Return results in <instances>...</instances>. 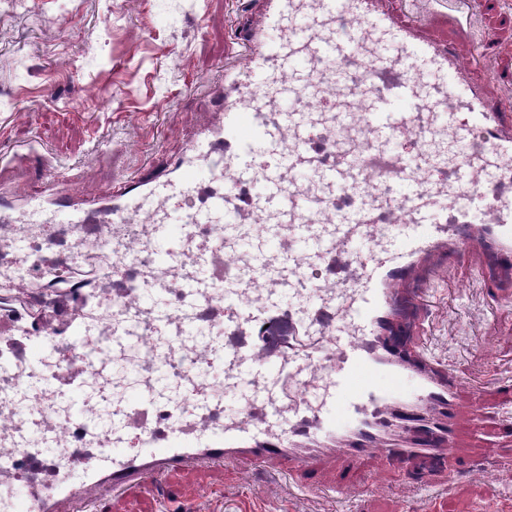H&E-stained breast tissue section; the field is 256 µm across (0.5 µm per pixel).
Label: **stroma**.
Returning a JSON list of instances; mask_svg holds the SVG:
<instances>
[{"instance_id":"stroma-1","label":"stroma","mask_w":512,"mask_h":512,"mask_svg":"<svg viewBox=\"0 0 512 512\" xmlns=\"http://www.w3.org/2000/svg\"><path fill=\"white\" fill-rule=\"evenodd\" d=\"M257 0H0V152L6 182L39 188L45 168L77 177L82 189L160 164L211 120L210 87L224 82L236 30ZM475 47L495 32L499 70L512 74V8L476 0L468 15ZM492 257L477 256L423 286L420 336L432 362L485 382L484 439L512 418V285L485 282ZM374 489L343 512H512V465L485 458L448 489L424 480L390 485L370 463ZM249 494L223 470L170 477L182 493L167 503L149 485L109 498L102 512H317L290 494L275 470L247 475Z\"/></svg>"}]
</instances>
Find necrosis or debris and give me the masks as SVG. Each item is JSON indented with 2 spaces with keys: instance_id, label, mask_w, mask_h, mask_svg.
<instances>
[{
  "instance_id": "1",
  "label": "necrosis or debris",
  "mask_w": 512,
  "mask_h": 512,
  "mask_svg": "<svg viewBox=\"0 0 512 512\" xmlns=\"http://www.w3.org/2000/svg\"><path fill=\"white\" fill-rule=\"evenodd\" d=\"M111 225L108 224H2L0 225V304L12 300V289L65 287L71 276L89 273L88 301L99 311L93 332L86 337L60 335L56 325H48L47 339L55 348L66 350V357L46 359L41 376H33L30 351L34 339L30 336H0V364H9V373L0 375V447H15L18 441H28L35 448H107L112 443V430L100 410L105 404L120 405L119 390L123 380L118 375H101L92 364L99 349L112 344V328L126 315L125 304L105 300L100 289L111 287L112 267L120 265L121 287L142 289L159 278L151 253L141 244L122 254L111 249ZM25 243L32 259L22 266L16 243ZM166 343L169 354L164 359L153 355L155 345ZM224 346V333L212 330L205 337L194 335H160L146 331L138 345L136 364L138 382L149 380L156 367L166 371L175 396L169 397L155 412L157 425H165L177 417L187 422L208 418L217 428L224 425V408L216 404L199 411L187 388L195 377H203L214 396L224 393V371L210 365L214 351ZM80 386L94 387L88 399V409L97 416L102 428L97 434L72 423L69 404L61 388L70 381Z\"/></svg>"
}]
</instances>
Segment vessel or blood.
I'll use <instances>...</instances> for the list:
<instances>
[{
    "label": "vessel or blood",
    "instance_id": "obj_1",
    "mask_svg": "<svg viewBox=\"0 0 512 512\" xmlns=\"http://www.w3.org/2000/svg\"><path fill=\"white\" fill-rule=\"evenodd\" d=\"M380 0H262L259 20L238 36L246 49L226 74L215 119L200 126L181 154L161 168L108 183L97 193L46 171L41 189L21 184L0 193V219L16 212L64 216L69 224L136 223L152 215L149 250L157 267L183 263L194 224L224 227V328L251 341L225 343L224 388L239 412L223 429L167 424L163 434L139 429L143 447L99 448L64 464L52 487L26 477L42 453L0 448V507L5 512H97L93 493L121 495L170 472L190 468L286 467L295 485L316 497H346L368 461L448 459L479 465L464 447L461 425L479 429L481 382L432 364L409 335L419 321L421 291L413 282L441 254L493 253L512 273V114L471 77L455 40L415 31L402 6ZM355 22L341 34L336 17ZM370 60L369 78L352 83L350 63ZM332 102L322 122L312 101ZM441 132L457 149L451 176L431 178L432 161L406 152L411 134ZM228 190L187 207L205 174ZM381 180L386 193L368 190ZM260 181L263 193L247 186ZM262 223L265 247L253 250L244 230ZM337 260L347 278L306 289L308 271ZM204 254L184 284L190 308L166 305L167 287L153 282L132 300L113 348L146 328L192 332L196 311L215 284ZM249 278H242V270ZM266 288L255 301L252 286ZM288 324V349L268 353L265 338ZM158 389L128 394L113 421L139 416Z\"/></svg>",
    "mask_w": 512,
    "mask_h": 512
}]
</instances>
